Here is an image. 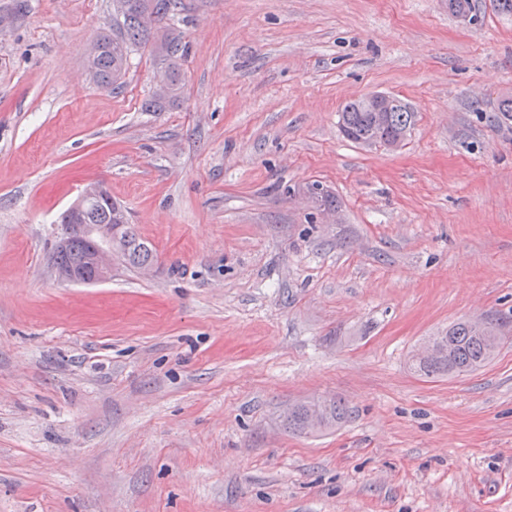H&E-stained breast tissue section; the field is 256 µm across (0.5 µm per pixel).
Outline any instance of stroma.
Returning <instances> with one entry per match:
<instances>
[{
	"mask_svg": "<svg viewBox=\"0 0 512 512\" xmlns=\"http://www.w3.org/2000/svg\"><path fill=\"white\" fill-rule=\"evenodd\" d=\"M476 8L182 0L183 94L148 112V53L85 78L112 0H27L0 30V512H512V16ZM371 92L415 112L403 147L340 133ZM90 183L149 272L59 278ZM475 317L504 322L491 364L410 370ZM328 396L339 429H284Z\"/></svg>",
	"mask_w": 512,
	"mask_h": 512,
	"instance_id": "stroma-1",
	"label": "stroma"
}]
</instances>
